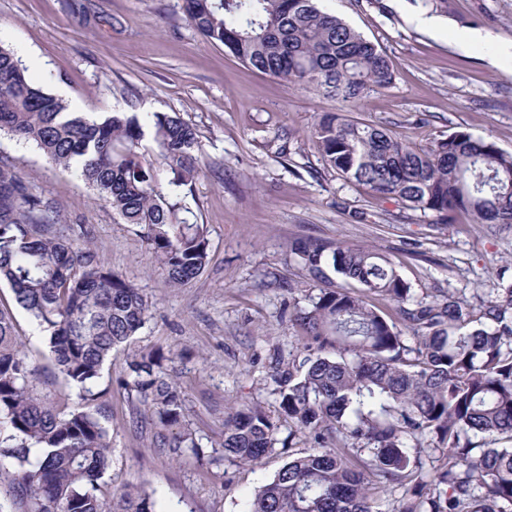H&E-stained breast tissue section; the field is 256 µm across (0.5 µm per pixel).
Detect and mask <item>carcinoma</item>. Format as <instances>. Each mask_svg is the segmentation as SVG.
Masks as SVG:
<instances>
[{"label": "carcinoma", "mask_w": 512, "mask_h": 512, "mask_svg": "<svg viewBox=\"0 0 512 512\" xmlns=\"http://www.w3.org/2000/svg\"><path fill=\"white\" fill-rule=\"evenodd\" d=\"M189 23L258 71L336 104L390 87L385 54L317 0H183ZM172 177L162 186L140 160L136 114L93 119L25 74L0 45V132L75 171L123 223L140 228L170 282L208 263L203 224L177 216L171 197L200 172L197 131L177 113L149 118ZM311 141L325 165L378 197L512 225V155L458 131L429 146L326 112ZM59 207L30 191L22 168L0 160V284L41 327L61 375L83 391L62 415L33 388L12 315L0 310V512H156L142 489L99 495L112 470L109 430L92 385L112 349L144 326L151 303L112 272ZM294 261L322 284L291 314L300 357L272 374L279 416L313 440L277 471L245 512H377L374 495L405 488L398 512H512V281L463 306L419 296L386 256L365 245L298 242ZM162 353L130 364L141 405L163 431L182 423L180 392ZM278 423L257 407L224 419V457L257 464L277 450ZM431 437L435 446L422 447ZM172 448L202 452L192 433Z\"/></svg>", "instance_id": "carcinoma-1"}]
</instances>
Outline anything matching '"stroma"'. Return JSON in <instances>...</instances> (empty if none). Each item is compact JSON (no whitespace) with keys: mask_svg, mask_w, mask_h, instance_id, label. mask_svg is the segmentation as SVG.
<instances>
[{"mask_svg":"<svg viewBox=\"0 0 512 512\" xmlns=\"http://www.w3.org/2000/svg\"><path fill=\"white\" fill-rule=\"evenodd\" d=\"M381 47L394 69L385 90L348 106L350 116L427 146L456 131L492 139L512 154V0H448L434 15L411 0H320ZM0 44L30 78L79 112H176L198 132L204 160L181 188L178 215L206 225L208 265L173 286L136 226L74 173L0 134V159L22 161L32 193L82 227L87 244L152 303L151 316L113 349L95 384L112 442V480L103 497L131 486L151 493L156 512H242L284 464L225 460L228 405L276 415L277 361L301 347L289 321L318 289L288 261L296 239L373 247L416 292L454 294L470 304L512 278V227L495 232L459 214L441 224L394 198H378L327 169L308 135L336 106L243 63L188 22L183 0H0ZM36 393L66 413L79 390L59 375L44 334L0 286ZM157 351L183 399L185 429L202 457L158 446L136 412L130 362Z\"/></svg>","mask_w":512,"mask_h":512,"instance_id":"35a3bbf8","label":"stroma"}]
</instances>
